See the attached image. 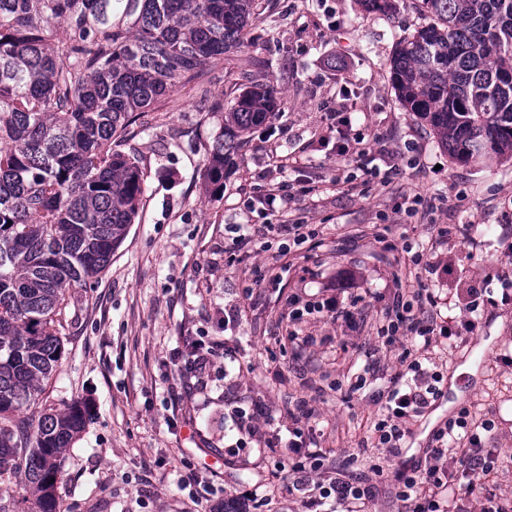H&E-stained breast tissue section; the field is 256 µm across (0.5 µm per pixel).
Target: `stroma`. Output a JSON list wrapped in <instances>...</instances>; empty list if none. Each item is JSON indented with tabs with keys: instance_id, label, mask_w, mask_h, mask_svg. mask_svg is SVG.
<instances>
[{
	"instance_id": "stroma-1",
	"label": "stroma",
	"mask_w": 512,
	"mask_h": 512,
	"mask_svg": "<svg viewBox=\"0 0 512 512\" xmlns=\"http://www.w3.org/2000/svg\"><path fill=\"white\" fill-rule=\"evenodd\" d=\"M260 3L271 22L125 133L146 175L138 217L108 268L70 288L75 318L51 380L55 407H93L65 454L60 512H206L256 482L254 512H300L277 467L287 449L235 445L232 411L256 397L314 438L322 481L374 487L366 512H398L396 473L469 407L493 424L484 446L504 466L487 483L512 503V365L502 359L512 351V159L452 161L398 101L390 59L426 23L413 0H396L390 17L364 16L359 0ZM267 81L278 112L237 146L223 192L206 194L222 115L201 91L229 105ZM274 187L292 193L286 210L265 205ZM237 224L253 227L238 248ZM289 224L305 225L304 243L289 245ZM339 288L352 293L348 318L315 312L290 327L296 303ZM470 288L481 291L471 316ZM397 295L417 318L456 327L470 316L475 329L431 351L439 395L394 454L375 425L400 369L380 338ZM203 336L216 355L195 375L172 353ZM299 336L314 340L300 354ZM366 366L374 378L354 387Z\"/></svg>"
}]
</instances>
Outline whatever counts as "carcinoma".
<instances>
[{
    "label": "carcinoma",
    "instance_id": "obj_1",
    "mask_svg": "<svg viewBox=\"0 0 512 512\" xmlns=\"http://www.w3.org/2000/svg\"><path fill=\"white\" fill-rule=\"evenodd\" d=\"M367 16L394 0H360ZM429 23L390 59L399 102L462 163L512 158V0H416ZM258 0H0V479L32 512H58L64 453L90 409L44 407L64 353L66 289L97 277L144 193L121 150L138 115L239 49L268 21ZM213 137L217 194L235 139L278 111L271 83L245 88Z\"/></svg>",
    "mask_w": 512,
    "mask_h": 512
}]
</instances>
